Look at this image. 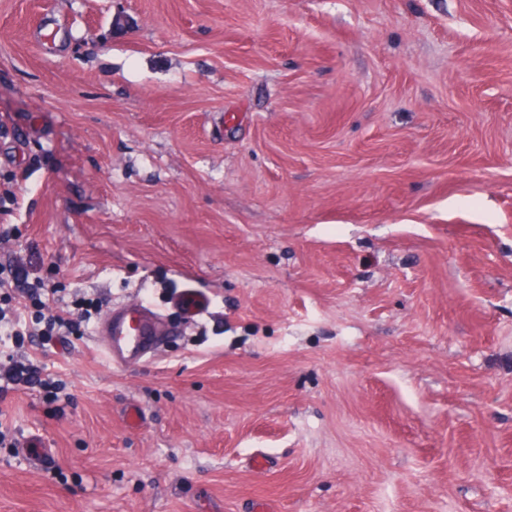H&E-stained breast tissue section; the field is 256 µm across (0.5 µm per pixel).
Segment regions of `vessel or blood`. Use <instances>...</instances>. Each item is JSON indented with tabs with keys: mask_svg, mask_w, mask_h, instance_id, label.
I'll list each match as a JSON object with an SVG mask.
<instances>
[{
	"mask_svg": "<svg viewBox=\"0 0 512 512\" xmlns=\"http://www.w3.org/2000/svg\"><path fill=\"white\" fill-rule=\"evenodd\" d=\"M102 327L109 337L104 356L113 364L144 360L156 342L153 317L140 307L109 313Z\"/></svg>",
	"mask_w": 512,
	"mask_h": 512,
	"instance_id": "obj_1",
	"label": "vessel or blood"
}]
</instances>
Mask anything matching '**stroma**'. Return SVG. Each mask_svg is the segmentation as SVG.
<instances>
[{
	"label": "stroma",
	"mask_w": 512,
	"mask_h": 512,
	"mask_svg": "<svg viewBox=\"0 0 512 512\" xmlns=\"http://www.w3.org/2000/svg\"><path fill=\"white\" fill-rule=\"evenodd\" d=\"M2 231L163 340L0 338V512H512V0H0ZM109 336L104 356L109 363L121 365L146 358L156 343L153 314L143 308H124L111 312L101 324ZM6 381L7 385L12 384L15 386H23L25 388L31 387L39 383L43 388L49 389L50 384L41 380L38 381L32 369L22 361H16L6 367L0 365V381Z\"/></svg>",
	"instance_id": "obj_1"
}]
</instances>
